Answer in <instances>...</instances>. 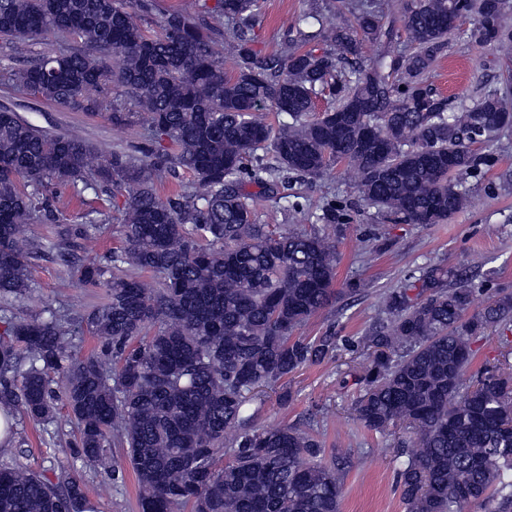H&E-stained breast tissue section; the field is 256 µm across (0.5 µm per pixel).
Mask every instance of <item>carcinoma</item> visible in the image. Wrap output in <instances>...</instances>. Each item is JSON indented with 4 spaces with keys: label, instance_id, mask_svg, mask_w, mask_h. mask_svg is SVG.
Here are the masks:
<instances>
[{
    "label": "carcinoma",
    "instance_id": "carcinoma-1",
    "mask_svg": "<svg viewBox=\"0 0 512 512\" xmlns=\"http://www.w3.org/2000/svg\"><path fill=\"white\" fill-rule=\"evenodd\" d=\"M153 0H0V37L48 32L78 39L0 81L72 110L147 117L137 153L109 152L77 134L38 129L0 110V406L49 430L62 404L78 427L72 466L104 467L122 448L140 512H339L352 451L326 453L310 427L255 424L272 388L336 356V332L296 331L330 308L335 238L259 223L254 184L275 196L334 164L356 173L364 206L407 224H443L465 209V177L484 163L512 110L508 88L453 106L421 78L448 44L451 17L474 15L468 37L512 52V0H398L389 20L373 0H331L279 54L253 48L259 0H187L159 31L132 22ZM352 19L336 24V11ZM383 43L368 64L362 42ZM229 42L235 72L218 42ZM332 106L314 117L315 101ZM282 118L266 123L257 112ZM271 157L273 162L265 161ZM193 180L165 198L157 184L179 170ZM125 192L122 246L72 267L105 299L78 317L15 308L31 287V260L92 252L104 220L24 235L35 215L60 222L51 184ZM351 207L316 216L347 224ZM474 293L441 265L383 294L384 319L367 337L356 379L357 419L381 433L411 430L397 486L406 512H512V363L474 382L471 339L512 329V293L474 310ZM99 339L88 354L75 336ZM0 512H89L84 487L24 464L0 463Z\"/></svg>",
    "mask_w": 512,
    "mask_h": 512
}]
</instances>
